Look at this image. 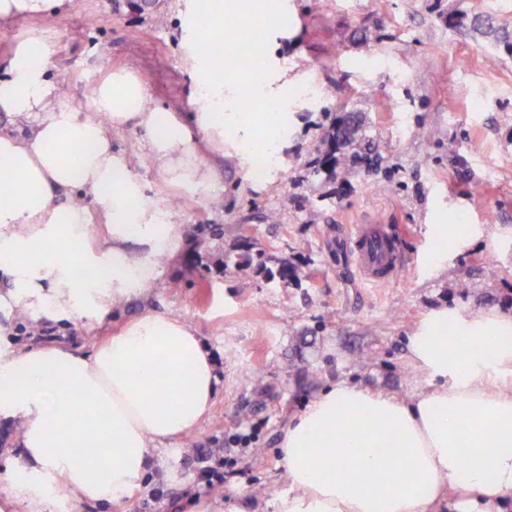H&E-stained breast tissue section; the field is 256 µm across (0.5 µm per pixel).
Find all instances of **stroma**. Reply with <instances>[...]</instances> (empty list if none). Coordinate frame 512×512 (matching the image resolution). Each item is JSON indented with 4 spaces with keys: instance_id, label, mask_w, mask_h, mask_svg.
<instances>
[{
    "instance_id": "obj_1",
    "label": "stroma",
    "mask_w": 512,
    "mask_h": 512,
    "mask_svg": "<svg viewBox=\"0 0 512 512\" xmlns=\"http://www.w3.org/2000/svg\"><path fill=\"white\" fill-rule=\"evenodd\" d=\"M281 29L259 27L244 10L239 30L261 31L262 49L298 84L288 100V138L278 164L253 179L247 155L214 167L209 192L160 180L146 165L136 175L156 202L180 199L188 230L218 224L207 266L196 239L165 261L158 282L123 311L101 320L40 321L43 338L84 349L146 311L185 317L217 359L215 401L193 432L167 440L176 478L149 484L121 505L74 499L49 512H187L189 506L237 505L276 512L288 484L280 441L290 419L340 379L397 394L415 387L406 342L433 312L457 307L512 315V56L470 26L448 19L494 14L512 29V0H281ZM177 0H68L53 20L0 23V78L28 35L54 45L48 60L64 105L88 104L108 72L142 75L149 100L177 117L190 112L193 88L177 35ZM373 41H358L360 28ZM365 112L383 156L379 173L358 168L348 181H309L331 114ZM387 191H377L378 180ZM296 205L274 224L266 213L283 194ZM372 218L404 229V267L384 286L360 282L352 264L330 246L341 224ZM436 224L466 225L439 245ZM249 226L266 252L267 272L226 261ZM496 277H488L486 263ZM287 264L289 282L268 273ZM252 435L248 453L224 470V493L199 490L202 458L228 438Z\"/></svg>"
}]
</instances>
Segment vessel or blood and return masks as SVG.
Listing matches in <instances>:
<instances>
[{"mask_svg":"<svg viewBox=\"0 0 512 512\" xmlns=\"http://www.w3.org/2000/svg\"><path fill=\"white\" fill-rule=\"evenodd\" d=\"M336 247L347 255L360 280L367 284L389 280L402 263L400 236L383 233L372 224L355 225L353 232L337 239Z\"/></svg>","mask_w":512,"mask_h":512,"instance_id":"obj_1","label":"vessel or blood"}]
</instances>
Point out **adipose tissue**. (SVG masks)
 <instances>
[{
  "label": "adipose tissue",
  "instance_id": "obj_1",
  "mask_svg": "<svg viewBox=\"0 0 512 512\" xmlns=\"http://www.w3.org/2000/svg\"><path fill=\"white\" fill-rule=\"evenodd\" d=\"M239 0H182L180 43L193 110L179 120L150 104L133 69L113 71L87 106H64L49 76L52 44L34 34L0 80V308L50 321L120 311L161 275L187 227L146 196L113 132L140 130L144 161L167 183L207 191L204 152L225 141L251 151L256 129L274 146L295 89L266 60L228 71L203 57L206 31L228 26ZM258 102L255 110L246 101ZM72 191L68 203L59 191ZM106 236L94 244L84 198ZM425 387L408 397L341 379L297 416L281 441L288 490L277 512H512V316L456 308L432 313L408 338ZM216 360L185 320L148 311L82 354L56 343L0 362V416L19 421L17 472L0 512H47L54 499L120 503L143 487L160 444L193 432L211 406ZM407 475L393 482L383 448Z\"/></svg>",
  "mask_w": 512,
  "mask_h": 512
}]
</instances>
